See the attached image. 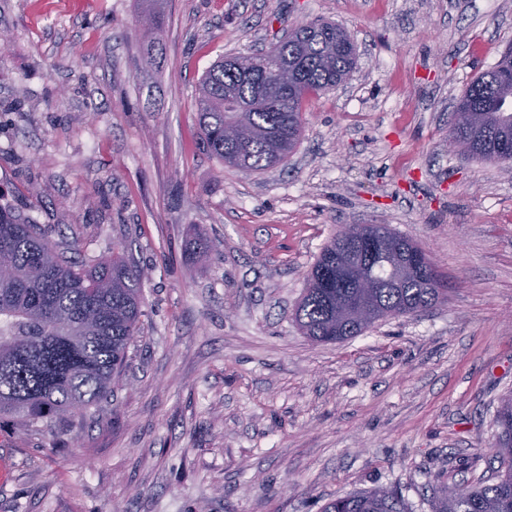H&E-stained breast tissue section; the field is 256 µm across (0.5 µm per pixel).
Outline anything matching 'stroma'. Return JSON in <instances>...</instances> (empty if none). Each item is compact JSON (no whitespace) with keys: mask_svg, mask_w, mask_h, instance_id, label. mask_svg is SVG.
<instances>
[{"mask_svg":"<svg viewBox=\"0 0 512 512\" xmlns=\"http://www.w3.org/2000/svg\"><path fill=\"white\" fill-rule=\"evenodd\" d=\"M319 17L357 65L305 101L295 150L253 173L206 153L210 64ZM511 43L512 0H0V206L83 261L131 246L145 297L108 403L59 437L0 421V512H321L375 487L433 512L431 486L490 478L512 162L450 151L448 121ZM348 224L412 238L448 296L315 344L291 313Z\"/></svg>","mask_w":512,"mask_h":512,"instance_id":"35a3bbf8","label":"stroma"}]
</instances>
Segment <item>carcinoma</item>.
Returning a JSON list of instances; mask_svg holds the SVG:
<instances>
[{"instance_id": "cac0c4a2", "label": "carcinoma", "mask_w": 512, "mask_h": 512, "mask_svg": "<svg viewBox=\"0 0 512 512\" xmlns=\"http://www.w3.org/2000/svg\"><path fill=\"white\" fill-rule=\"evenodd\" d=\"M276 51L294 75L288 96L275 76L260 67L247 78L240 57L219 60L202 75L197 97L203 149L224 165L247 172L282 163L300 141L303 103L351 75L356 52L336 23L316 19L288 31ZM512 94V59L503 54L459 97L460 107L481 116L483 129L470 131L453 116L448 138L471 140L487 150L512 144V111L500 102ZM358 255L334 235L307 274V287L293 312L302 333L317 343L358 336L375 320L343 321L341 307L362 301L356 287ZM0 418L36 426L52 419L61 435L76 408L100 404L127 364L128 349L140 331L145 299L142 271L117 252L88 268L62 259L39 224L0 207ZM444 296L437 269L413 274L396 287L382 286L367 299L391 318L407 317ZM493 448L494 480L478 487L440 485L435 512H512V395L501 401ZM324 512H410L395 489L377 488L338 497Z\"/></svg>"}]
</instances>
